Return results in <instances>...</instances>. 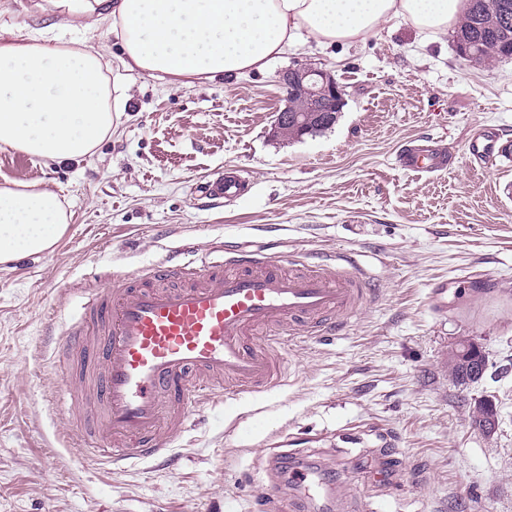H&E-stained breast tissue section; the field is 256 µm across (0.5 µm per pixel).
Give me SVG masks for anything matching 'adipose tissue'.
Masks as SVG:
<instances>
[{
  "label": "adipose tissue",
  "mask_w": 512,
  "mask_h": 512,
  "mask_svg": "<svg viewBox=\"0 0 512 512\" xmlns=\"http://www.w3.org/2000/svg\"><path fill=\"white\" fill-rule=\"evenodd\" d=\"M98 22L125 69L158 78L213 79L263 70L308 36L357 44L383 21L445 32L467 0H97ZM100 51L48 45L44 35L0 41V146L51 162L91 155L112 133ZM68 224L57 193L38 183L0 187V264L51 249Z\"/></svg>",
  "instance_id": "1"
}]
</instances>
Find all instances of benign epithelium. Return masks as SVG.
<instances>
[{"label": "benign epithelium", "mask_w": 512, "mask_h": 512, "mask_svg": "<svg viewBox=\"0 0 512 512\" xmlns=\"http://www.w3.org/2000/svg\"><path fill=\"white\" fill-rule=\"evenodd\" d=\"M279 83L285 92L284 105L275 119L273 135H288L293 126L303 135L311 130L325 112H334L344 103L342 89L335 76L310 64H300L285 70ZM448 362L460 365V375L471 381L480 380L484 373L486 355L473 339L457 338L448 354ZM471 424L484 434L496 431L499 423L495 402L484 399L478 402L470 416Z\"/></svg>", "instance_id": "benign-epithelium-1"}]
</instances>
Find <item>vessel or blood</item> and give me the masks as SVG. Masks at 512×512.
<instances>
[{
  "mask_svg": "<svg viewBox=\"0 0 512 512\" xmlns=\"http://www.w3.org/2000/svg\"><path fill=\"white\" fill-rule=\"evenodd\" d=\"M399 165L433 173L447 157L409 145ZM240 190L233 176L205 188L214 198ZM213 252L193 267L171 250L84 289L56 354L69 402L84 388L99 402L97 420L82 429L91 462L160 457L203 397L228 400L279 385L286 343L335 331L371 294L341 255L296 268L258 248L220 244Z\"/></svg>",
  "mask_w": 512,
  "mask_h": 512,
  "instance_id": "obj_1",
  "label": "vessel or blood"
}]
</instances>
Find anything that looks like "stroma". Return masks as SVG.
Instances as JSON below:
<instances>
[{
    "instance_id": "1",
    "label": "stroma",
    "mask_w": 512,
    "mask_h": 512,
    "mask_svg": "<svg viewBox=\"0 0 512 512\" xmlns=\"http://www.w3.org/2000/svg\"><path fill=\"white\" fill-rule=\"evenodd\" d=\"M65 0H0V36L84 39L126 95L90 156L51 163L0 147V186L41 182L66 201L49 251L0 264V512H512V58L474 66L453 33L388 20L377 36L324 48L307 38L262 71L169 83L123 68L105 27L61 28ZM333 71V126L285 140L281 70ZM491 131L496 152L468 143ZM439 141L454 162L425 176L400 149ZM224 171L243 192L215 200ZM251 242L286 260L351 256L373 294L335 335L289 343L269 393L204 399L169 462L88 465L80 423L56 403L61 313L95 284L192 245ZM487 356L454 382L448 353ZM493 398L499 426L470 425ZM455 361L461 366L459 375L470 381L480 380L485 373L486 355L471 338L462 336L454 342L448 354V362L452 365Z\"/></svg>"
}]
</instances>
